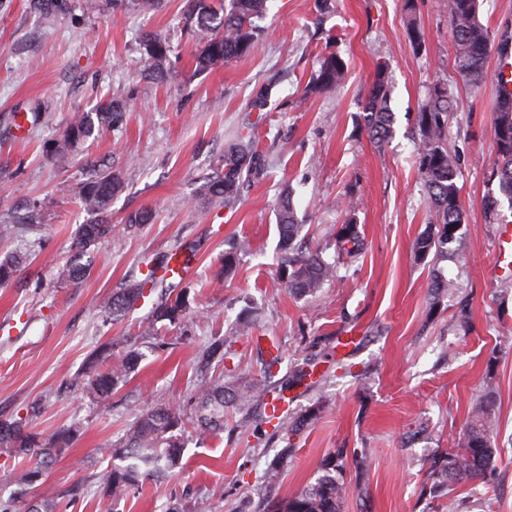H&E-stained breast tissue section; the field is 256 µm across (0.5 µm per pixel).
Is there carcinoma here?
<instances>
[{"mask_svg": "<svg viewBox=\"0 0 512 512\" xmlns=\"http://www.w3.org/2000/svg\"><path fill=\"white\" fill-rule=\"evenodd\" d=\"M182 23L198 43L195 67L209 70L250 55L261 32L259 21L268 11V0H183ZM112 11L156 10L161 0H104ZM479 0H447L448 21L456 46V67L461 78L473 87L485 82L486 64L491 54L502 56L500 38L502 31L491 33L479 16ZM407 33L413 49H425V34L416 18L415 0H402ZM141 49L147 67L145 76L155 81L165 79L170 65L169 41L156 34L146 35ZM386 65L377 66L373 80L362 103L366 128L371 139L379 144L393 134L394 112L391 107ZM346 62L331 53L320 62V68L304 88V93L324 95L336 90L347 78ZM453 110L451 92L443 85L433 87L417 112L418 142L416 161L425 189L432 204L433 221L415 243V252L426 258L429 254L439 257L460 255L462 238L458 234L464 223L463 208L459 197L457 178L459 163L448 146V116ZM126 109L122 101L110 99L99 105L95 115L81 114L69 121L53 153L67 154L75 144L91 134L94 124L116 127L123 123ZM494 136L497 159L492 176L498 180L499 192L512 204V91L500 83L494 107ZM266 174V159L244 136L224 148L220 167L203 185L204 195L226 206L239 199L240 189L246 182H255ZM123 189L119 175L112 167L104 166L91 171L76 187V193L90 219L79 226L74 242L73 255L59 272V277L77 286L89 265L82 263L84 254L98 240L112 233L106 211L115 196ZM279 233V277L289 293L297 298L316 293L336 274L335 265L327 262L318 252L298 251L294 241L299 236V223L291 195L280 194L276 204ZM154 220L148 208L140 209L127 218V228L138 229ZM247 249L238 241L224 251L223 274L235 272L239 256ZM364 242L354 219L336 231V251L350 258L358 257ZM168 255L151 260L144 277L112 294L104 303V315L117 320L125 311L145 297V291L161 289L165 299L155 309L158 321L172 324L180 322L190 308V286L185 281L160 279L155 271L165 267ZM22 260L10 256L0 259V285L15 279ZM230 342L215 338L205 347L206 364L224 367V375L202 378L195 386L192 399L195 417L192 428L200 437L218 435L224 431V412L231 406L244 407L250 403L265 404L271 392L278 389L272 378L273 369L280 364V354H272L263 365L262 378L242 384L226 367L231 358ZM144 354L131 348L117 362L100 371V355L89 358L91 373L83 382L87 396L97 403L110 400L119 383L136 372ZM184 415L172 406H156L139 410L125 430V434L102 453L111 460V467L102 477L103 496L118 501L139 488L150 477L179 467L186 431ZM495 413L492 390L477 401L465 424L458 450L438 449L424 461L431 490L447 493L460 481L477 479L487 483L493 473V462L499 449L495 448ZM82 434V425L74 422L52 435L43 438L26 427L23 421L0 422V449L14 457L28 459L31 465L20 473L10 469L0 472V484L14 485V497H20L35 483L42 481L53 458L63 453ZM354 469L358 486L366 483L370 466L367 448H338L322 464V475L314 483L281 504L277 512H344L347 487L341 476L345 465Z\"/></svg>", "mask_w": 512, "mask_h": 512, "instance_id": "obj_1", "label": "carcinoma"}]
</instances>
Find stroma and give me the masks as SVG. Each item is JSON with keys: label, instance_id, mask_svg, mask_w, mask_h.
I'll list each match as a JSON object with an SVG mask.
<instances>
[{"label": "stroma", "instance_id": "obj_1", "mask_svg": "<svg viewBox=\"0 0 512 512\" xmlns=\"http://www.w3.org/2000/svg\"><path fill=\"white\" fill-rule=\"evenodd\" d=\"M446 0H416L426 49L414 52L400 0H270L255 51L200 72L196 42L181 20V0H164L148 15L111 13L97 0H69L63 12L46 0H0V258L27 263L19 280L0 286V421L28 419L51 434L73 422L84 433L22 499L0 486V499L26 512L44 490L56 493V512H259L263 498L285 500L321 474L337 448L372 450L368 484L357 489L351 468L345 512H512V276L489 279L499 224L512 225L501 205L499 224L486 221L483 201L497 192L491 177L493 79L481 89L455 71ZM166 37L172 52L163 82L144 76L140 43L146 33ZM338 53L349 68L335 92L304 97L320 60ZM387 64L393 136L374 143L361 100L378 64ZM275 83L265 111H250L264 84ZM454 99L448 142L459 157L457 184L464 210L461 256L417 258L414 243L432 212L414 156L415 117L435 84ZM121 98L127 110L117 128L95 130L73 152L52 148L72 116ZM29 130L17 135L16 113ZM251 136L267 159V176L244 188L228 209L207 200L202 185L224 148L239 133ZM107 158L123 190L109 208L111 239L92 246L88 277L62 281L79 224L88 215L75 196L86 162ZM291 191L299 240L335 259L337 276L312 296H290L278 275L280 254L274 203ZM358 202L348 213V198ZM50 199L39 229L21 218L35 201ZM155 210V223L126 230L127 216ZM355 216L366 249L356 260L336 255V229ZM248 242L233 277L221 279L229 241ZM194 246L189 278L195 313L182 323L154 322L157 293L119 320L106 319L104 299L156 255ZM452 283L430 291L433 274ZM466 323H459V311ZM254 320L251 334L235 322ZM154 326L155 337L144 336ZM232 337L239 378L261 375L255 341L275 342L282 363L276 382L296 399L284 423L318 401L329 409L301 432L285 435L262 422V410H230L224 431L205 438L186 433L179 468L145 481L111 502L99 491L110 461L102 448L123 436L134 412L168 404L192 412V390L209 340ZM138 347V370L120 383L107 406L82 391L88 356L110 349L121 356ZM316 363L325 381H293L294 370ZM492 388L496 443L492 486L468 481L451 496L424 497V458L455 449L472 402ZM424 427V439L405 436ZM287 465L270 470L282 448ZM83 492L73 498L70 486Z\"/></svg>", "mask_w": 512, "mask_h": 512}]
</instances>
